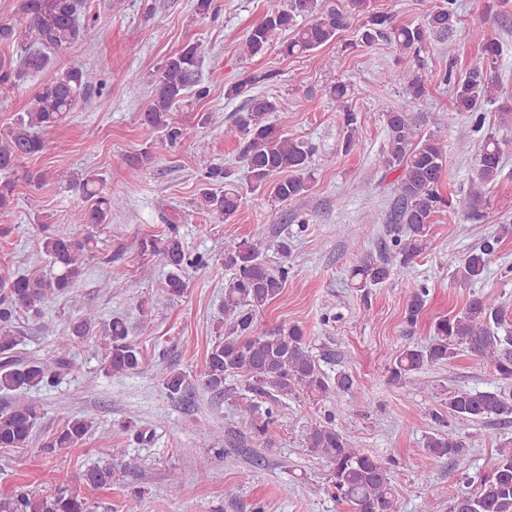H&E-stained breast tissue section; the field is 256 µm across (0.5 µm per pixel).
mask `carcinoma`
Segmentation results:
<instances>
[{"mask_svg":"<svg viewBox=\"0 0 512 512\" xmlns=\"http://www.w3.org/2000/svg\"><path fill=\"white\" fill-rule=\"evenodd\" d=\"M86 0H17L18 18L0 23V45L20 51L22 68L0 58V89L11 88L25 72H40L54 66L59 52L82 43H93L98 30L89 22H80ZM360 21L357 39L347 47H370L380 41L399 54L414 59L416 67L390 71L388 82L403 86L405 94L419 100L428 85L452 86V112H469L474 128L483 122L485 107L499 99L502 92L496 77L499 48L495 41L479 33L481 60L459 74L453 71L425 72L421 53L432 34L448 36L455 31L459 17L455 0L425 9V21L410 25L396 17L375 10L374 0H347L335 4L325 0H266L261 20L244 38L243 54L254 57L264 53L272 38L287 33L280 45L285 56L307 55L336 41L350 20ZM205 54L202 43L188 42L168 55L157 67L153 80L152 104L141 116L142 124L158 134L162 145L175 147L187 140L188 129L172 118L173 109L190 97L199 103L208 99L209 85L199 72ZM273 78V74L245 71L227 85L229 99L244 98L237 130L244 168L235 173L222 166L207 168L199 178V202L204 212L224 221L234 217L246 195L265 191L279 203L291 202L307 191L311 176L313 147L288 135V112L275 100L252 94V89ZM94 73L71 67L44 84L32 97L27 109L17 113L10 125L0 129V213L13 206L18 181L41 185L51 177L81 190L88 203L83 221L103 224L112 207V191L105 180L93 175L78 176L66 169L32 170L29 160L46 149L40 132L63 123L68 114L85 101L93 86ZM329 94L342 112L343 150L358 147V117L348 104V85L337 83ZM387 146L381 163L394 175L392 188L395 204L388 220L393 234L384 242L386 256L361 253L352 261V285L360 291L387 282L391 276L389 257L407 265L427 248L434 213L452 208V201L441 193L446 164V149L441 135L421 132L424 116L419 112L389 111L385 115ZM502 149L491 134L478 151L477 176L488 185L501 172ZM37 240L40 252L50 260L49 272L0 278V394L11 395L14 403L0 409V448H27L33 429L41 419V408L28 394L51 387L61 376L75 370L65 356L75 340L89 335L96 313L85 310L65 336L57 337V352L42 358L21 359L16 355L20 340L17 321L20 314H40L42 307L68 292L85 274V254L92 251V238L74 240L55 234L51 225H40ZM500 244V236L491 235L470 249L457 269L455 279L463 287L473 288L484 281L489 265ZM268 243L262 238L243 239L224 250V270L231 276L224 282V317L214 324L215 341L205 364L196 376L203 388L234 400L242 423L266 445L275 440L280 399L305 395L315 401L331 395H349L356 385L345 371L327 374L310 350L302 327L295 323L269 327L258 314L276 300L285 288L288 268H270L263 260ZM138 254L169 267L160 298L172 302L188 289L186 270L203 266L202 258H193L184 248L176 228L169 227L165 237L152 236L138 241ZM428 289L419 285L404 296L403 323L416 326L427 302ZM503 309L490 298L474 295L465 308L438 318L434 335L425 346H408L388 367L389 381L402 383L426 366L442 365L462 350L484 360L503 381H512V328L504 327ZM101 367L107 375L140 372L144 364L141 349L129 338L127 322L114 317L100 342ZM244 384V391L224 388L227 379ZM164 389L172 398H183L190 382L180 371H171L164 379ZM266 398L261 407L255 396ZM448 418L479 423L497 419L512 423V392L502 388L486 390L458 389L448 393ZM438 428L425 436L424 448L437 460L456 462L467 456L472 443L455 428L443 429L439 411L431 413ZM91 424L73 417L44 444L50 454L77 452L83 447ZM307 448L327 458L332 465V487L336 501L349 505L350 512H398L395 490L388 467L364 453L339 428L336 415L311 428ZM112 466H95L80 477L90 493L112 485ZM89 496L78 495L58 486L50 495H40L20 486L12 495L0 499V512H89ZM448 512H512V440L505 438L497 453L478 477L474 489L465 491L448 487Z\"/></svg>","mask_w":512,"mask_h":512,"instance_id":"cac0c4a2","label":"carcinoma"}]
</instances>
